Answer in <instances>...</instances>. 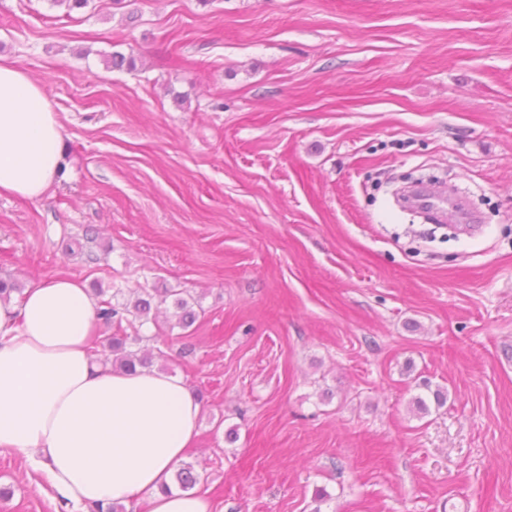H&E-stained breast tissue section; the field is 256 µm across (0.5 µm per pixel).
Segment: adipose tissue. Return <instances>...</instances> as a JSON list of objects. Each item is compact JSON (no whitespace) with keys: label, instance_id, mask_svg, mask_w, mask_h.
Segmentation results:
<instances>
[{"label":"adipose tissue","instance_id":"ef3b65f1","mask_svg":"<svg viewBox=\"0 0 512 512\" xmlns=\"http://www.w3.org/2000/svg\"><path fill=\"white\" fill-rule=\"evenodd\" d=\"M63 162L46 91L0 63V193L38 199ZM95 306L70 276L0 301V448L23 454L73 505L212 512L203 496L164 489L196 437L199 403L171 375L96 361Z\"/></svg>","mask_w":512,"mask_h":512}]
</instances>
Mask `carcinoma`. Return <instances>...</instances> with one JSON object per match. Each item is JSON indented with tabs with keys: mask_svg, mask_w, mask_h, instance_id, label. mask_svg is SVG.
I'll list each match as a JSON object with an SVG mask.
<instances>
[{
	"mask_svg": "<svg viewBox=\"0 0 512 512\" xmlns=\"http://www.w3.org/2000/svg\"><path fill=\"white\" fill-rule=\"evenodd\" d=\"M173 298V305L175 308V316L178 317V324L183 328L192 326L196 319L197 314L189 301L180 296V294L173 292V290L165 288L160 290L154 289V294L147 296L138 295L133 302L124 305L123 308H117L112 305L109 300H101L98 302L96 309L97 319L102 321L107 326H113L117 330H123V324L134 326V323L144 325L149 320V314L152 308L151 300L157 299L158 303H164L168 298ZM140 342L144 337L137 335L132 338L126 336H113L109 340L107 347L112 356V366L120 370H134L138 367L149 368L152 366L151 357L148 355H141L136 351L127 349V340ZM198 482V477L194 472L192 466H184L179 468L175 473V483L182 491H190L194 489Z\"/></svg>",
	"mask_w": 512,
	"mask_h": 512,
	"instance_id": "cac0c4a2",
	"label": "carcinoma"
}]
</instances>
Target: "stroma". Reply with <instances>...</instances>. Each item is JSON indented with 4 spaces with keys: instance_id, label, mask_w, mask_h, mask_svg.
<instances>
[{
    "instance_id": "obj_1",
    "label": "stroma",
    "mask_w": 512,
    "mask_h": 512,
    "mask_svg": "<svg viewBox=\"0 0 512 512\" xmlns=\"http://www.w3.org/2000/svg\"><path fill=\"white\" fill-rule=\"evenodd\" d=\"M0 61L65 144L0 279L182 292L141 333L213 512H512V0H0ZM425 173L478 234L398 206ZM0 488L72 512L21 453Z\"/></svg>"
}]
</instances>
